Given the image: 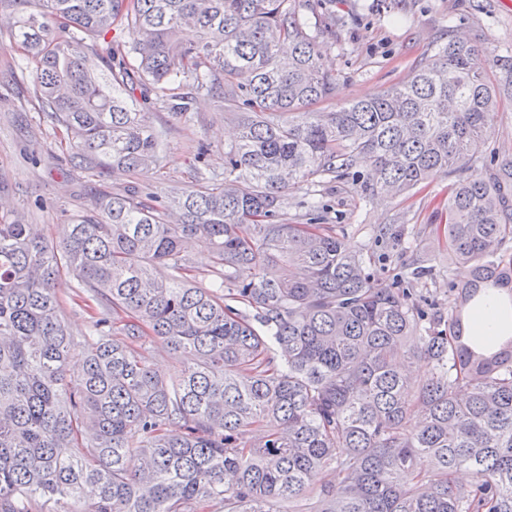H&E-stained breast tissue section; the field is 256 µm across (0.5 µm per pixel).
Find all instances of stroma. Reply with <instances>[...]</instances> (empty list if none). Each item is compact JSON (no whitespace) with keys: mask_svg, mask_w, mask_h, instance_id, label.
<instances>
[{"mask_svg":"<svg viewBox=\"0 0 512 512\" xmlns=\"http://www.w3.org/2000/svg\"><path fill=\"white\" fill-rule=\"evenodd\" d=\"M336 38L324 44L323 66L336 75L330 107L378 95L403 82L430 57L436 45L457 34L483 42L490 54L512 52V0H330ZM35 66L15 49L0 48V222L37 224L59 242L69 224L89 207L97 185L64 159L62 134L32 99ZM147 124L159 132L160 166L145 183L167 195L224 178V142L237 123L216 100L198 97L191 112L176 116L154 103L139 104ZM209 152L196 162L198 143ZM451 179L439 178L395 198H361L340 182H308L290 190L284 219L306 223L309 198L323 205L325 223L343 233L352 250L368 252L371 269L389 279L421 256L433 260L432 276L414 284L418 296L447 310L454 302L451 283L466 269L449 260L444 238L426 232L448 200ZM92 309L65 297L61 315L74 339L73 362L91 350Z\"/></svg>","mask_w":512,"mask_h":512,"instance_id":"35a3bbf8","label":"stroma"}]
</instances>
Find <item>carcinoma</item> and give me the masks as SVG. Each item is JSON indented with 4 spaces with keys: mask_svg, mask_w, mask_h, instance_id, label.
I'll return each mask as SVG.
<instances>
[{
    "mask_svg": "<svg viewBox=\"0 0 512 512\" xmlns=\"http://www.w3.org/2000/svg\"><path fill=\"white\" fill-rule=\"evenodd\" d=\"M23 2L0 47L35 63L73 167H159L139 100L184 115L205 93L238 132L221 183L164 202L101 185L59 245L0 224V512H512V333L467 334L491 295L512 318V158L479 172L469 155L512 103V55L490 70L454 36L401 84L318 110L331 31L305 13L323 0ZM362 164L352 189L370 199L458 175L430 225L468 269L448 314L376 277L334 225L281 218L287 191ZM197 238L216 288L192 284ZM71 278L101 308L75 375ZM159 345L188 359L172 380Z\"/></svg>",
    "mask_w": 512,
    "mask_h": 512,
    "instance_id": "obj_1",
    "label": "carcinoma"
}]
</instances>
